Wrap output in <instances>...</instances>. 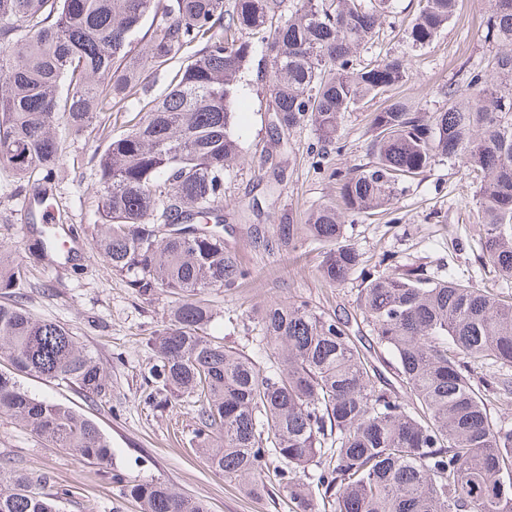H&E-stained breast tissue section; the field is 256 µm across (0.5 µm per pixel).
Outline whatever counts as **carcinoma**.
<instances>
[{
	"mask_svg": "<svg viewBox=\"0 0 512 512\" xmlns=\"http://www.w3.org/2000/svg\"><path fill=\"white\" fill-rule=\"evenodd\" d=\"M484 64L448 85V108L423 112L387 96L374 112L371 161L338 174V198L300 224H251L254 247L296 251L324 243L329 285L360 279L356 307L371 344L351 335L349 315L304 299L257 311L261 357L207 335L208 288L233 291L251 276L224 247V176L241 153L237 81L258 48L271 65V134L314 128L319 152L338 140L341 114L402 85L410 60L385 54L366 66L358 50L378 36L392 0H0V166L51 189L62 124L94 129L103 112L137 100L142 115L104 138L93 159L103 233L93 250L140 297L179 295L150 339L156 393L194 397L196 447L208 467L268 492L265 470L286 491L289 512H512V429L497 425L490 398H512V300L450 274L366 267L345 222L389 211L399 186L440 157L465 168L482 233L478 259L512 280V0H491ZM459 0H420L402 30L423 48L455 16ZM159 23L142 31L149 15ZM145 60L180 62L166 90L147 96ZM21 271L0 249V295ZM384 350L405 393L383 380L371 348ZM0 357L20 372L64 380L88 397L109 389L106 370L64 326L0 304ZM55 448L97 463L112 448L90 419L24 391L0 372V415ZM141 512H209L159 481L123 482ZM50 478L0 463V512H56Z\"/></svg>",
	"mask_w": 512,
	"mask_h": 512,
	"instance_id": "carcinoma-1",
	"label": "carcinoma"
}]
</instances>
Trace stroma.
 Listing matches in <instances>:
<instances>
[{"mask_svg":"<svg viewBox=\"0 0 512 512\" xmlns=\"http://www.w3.org/2000/svg\"><path fill=\"white\" fill-rule=\"evenodd\" d=\"M396 24H384L379 39L358 54L366 64L388 51L412 61L398 94L415 100L426 112L447 103L446 91L462 67L479 63L489 52L481 23L491 0H463L459 15L424 48H412L398 36V21L410 20L418 0H393ZM234 107L241 114L237 133L242 141L240 162L224 178V245L235 252L251 275L241 288L206 293L216 318L210 336L257 355V322L252 311L271 300L303 298L320 309L355 312L359 279L340 286L322 281L318 266L321 247L305 243L297 251L262 254L247 233L251 224L301 221L322 202L335 199L337 182L329 170L366 163L371 139L370 119L378 104L369 102L345 113L339 150L317 156L311 128L290 132L287 146L276 145L270 131L274 107L271 66L254 53L239 79ZM63 153L56 170L50 203L55 222L43 224L29 200L33 191L0 169V247L10 252L23 276L13 298L33 317L69 329L79 344L106 369L112 389L86 397L75 386L36 374L14 372L0 358V372L14 373L30 395L71 407L94 421L112 446L111 464L78 459L52 447L8 416L0 415V461L27 472H47L59 512H139L112 480H160L181 493L203 499L210 512H289L281 491L255 496L241 483L211 470L194 445L197 405L181 397L159 406L148 401L152 389L148 371L153 353L148 338L168 320L175 294L135 296L123 278L113 273L91 245L99 232V190L93 155L101 146L99 133H70L57 127ZM345 233L369 264L387 259L399 268L422 267L428 277L451 270L512 296V281H504L478 262L481 225L473 190L465 170L441 159L409 182L397 211L346 224Z\"/></svg>","mask_w":512,"mask_h":512,"instance_id":"1","label":"stroma"}]
</instances>
